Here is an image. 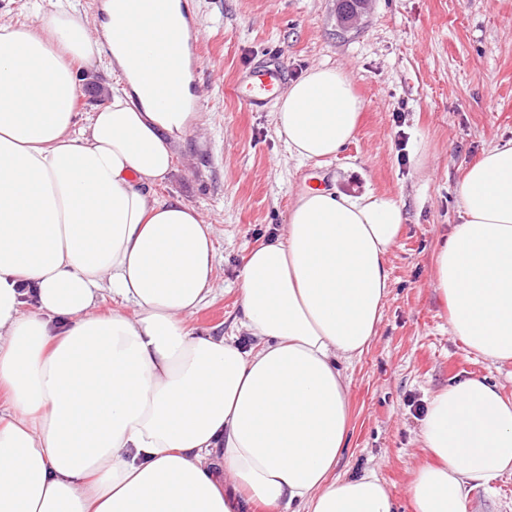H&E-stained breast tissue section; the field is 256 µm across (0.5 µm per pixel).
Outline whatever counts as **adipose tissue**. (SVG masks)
Masks as SVG:
<instances>
[{
  "instance_id": "1",
  "label": "adipose tissue",
  "mask_w": 512,
  "mask_h": 512,
  "mask_svg": "<svg viewBox=\"0 0 512 512\" xmlns=\"http://www.w3.org/2000/svg\"><path fill=\"white\" fill-rule=\"evenodd\" d=\"M113 89L77 127L79 69L102 49L65 6L0 22V512H397L373 473L331 480L349 427L339 364L377 334L401 204L322 188L283 236L249 248L241 323L256 340L199 336L212 230L154 188L198 125L169 112L187 91L169 61L178 0H107ZM363 110L353 81L309 68L273 122L302 161L332 157ZM460 222L435 256L454 336L512 361V141L460 185ZM119 307L97 311L102 292ZM134 313H126L125 305ZM429 456L412 512H465L470 490L512 472V399L487 379L430 400Z\"/></svg>"
}]
</instances>
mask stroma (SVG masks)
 <instances>
[{
	"label": "stroma",
	"instance_id": "35a3bbf8",
	"mask_svg": "<svg viewBox=\"0 0 512 512\" xmlns=\"http://www.w3.org/2000/svg\"><path fill=\"white\" fill-rule=\"evenodd\" d=\"M192 3L203 44L201 125L176 142L175 170L156 188L212 227L214 291L189 325L252 344L240 325L243 257L283 235L290 206L315 181L400 201L405 224L388 256L391 287L377 334L343 366L351 419L334 475L375 472L397 512H410L431 397L452 379L476 376L512 398V363L491 364L452 335L434 262L459 221L466 169L512 140V0H370L346 32L336 23L339 0ZM273 54L292 81L316 65L351 76L365 108L354 140L336 157L293 158L274 127L273 105L254 112L228 94L247 68ZM466 512H512V473L473 488Z\"/></svg>",
	"mask_w": 512,
	"mask_h": 512
}]
</instances>
